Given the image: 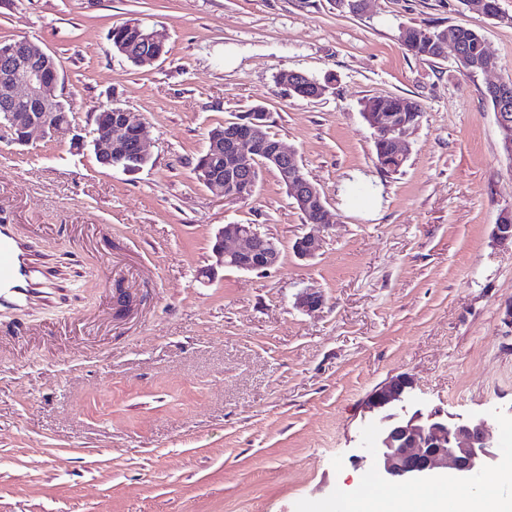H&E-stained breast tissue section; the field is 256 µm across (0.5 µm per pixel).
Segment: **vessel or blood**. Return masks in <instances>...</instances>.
Instances as JSON below:
<instances>
[{
    "instance_id": "b4317fda",
    "label": "vessel or blood",
    "mask_w": 512,
    "mask_h": 512,
    "mask_svg": "<svg viewBox=\"0 0 512 512\" xmlns=\"http://www.w3.org/2000/svg\"><path fill=\"white\" fill-rule=\"evenodd\" d=\"M48 295L49 289L43 286L42 273L30 260L26 244L16 237L12 225L0 224V311Z\"/></svg>"
}]
</instances>
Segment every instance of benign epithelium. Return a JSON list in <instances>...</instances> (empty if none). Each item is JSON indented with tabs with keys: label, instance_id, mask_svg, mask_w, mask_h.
<instances>
[{
	"label": "benign epithelium",
	"instance_id": "benign-epithelium-1",
	"mask_svg": "<svg viewBox=\"0 0 512 512\" xmlns=\"http://www.w3.org/2000/svg\"><path fill=\"white\" fill-rule=\"evenodd\" d=\"M58 82L54 57L38 44L27 38L0 43V126L9 130L16 143L26 144L35 135L51 139L71 130V122L59 119L64 102L56 95ZM489 88L498 91L501 100L500 123L511 125L512 91L501 82ZM98 109L103 114L97 119L92 146L99 163L128 173L142 169L150 154L141 123L121 107L102 104ZM363 116L376 138L387 139L394 155L404 157L401 143L408 127L392 114L365 112ZM267 118L266 112H251L243 120L224 123V130L208 139L207 153L223 167L226 177H219V171L207 165L198 168L197 176L226 199L246 200L254 192L259 174L253 151L262 147L263 167L278 172L299 210L317 214L310 231L293 244L296 257L309 260L320 248V230L327 227L325 202L299 166L296 154L279 141L267 140ZM494 239L512 244V209L499 217ZM213 254L216 265L239 271H265L280 259L276 242L256 224L226 225L217 236ZM323 303L322 293L314 288H304L295 297V306L304 311H315ZM413 390V379L401 373L377 385L362 401L363 413L376 420L377 430L366 454L354 456L357 465L389 484H414L444 471L470 485L499 463L487 419H456L439 408L415 409L411 406Z\"/></svg>",
	"mask_w": 512,
	"mask_h": 512
}]
</instances>
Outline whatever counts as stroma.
<instances>
[{"instance_id": "stroma-1", "label": "stroma", "mask_w": 512, "mask_h": 512, "mask_svg": "<svg viewBox=\"0 0 512 512\" xmlns=\"http://www.w3.org/2000/svg\"><path fill=\"white\" fill-rule=\"evenodd\" d=\"M0 0V40L28 37L59 66L73 127L95 108L143 124L138 173L101 166L70 135L0 130V223L15 225L57 291L0 315V512H339L368 471L351 457L376 423L360 404L406 373L418 408L512 427V161L484 98L512 81V0ZM138 20L166 52L139 68L108 33ZM480 31L493 71L413 55L404 28ZM293 71L319 98L280 84ZM374 96L420 104L398 171L376 161ZM321 191L322 247L264 170L228 201L194 168L208 131L254 107ZM227 224H255L279 264L217 266ZM322 291L324 306L295 308Z\"/></svg>"}]
</instances>
